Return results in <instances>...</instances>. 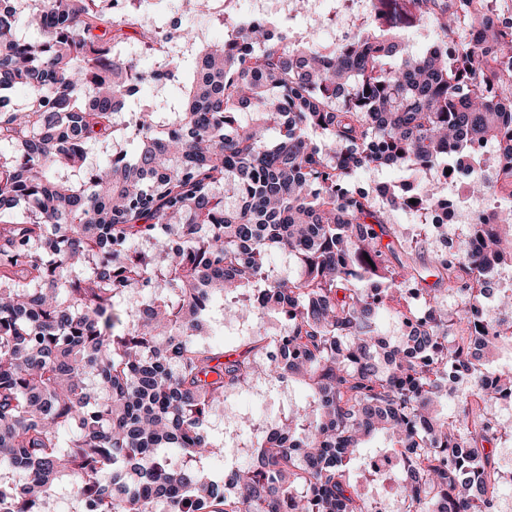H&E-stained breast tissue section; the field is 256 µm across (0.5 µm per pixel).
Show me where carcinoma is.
<instances>
[{
	"instance_id": "obj_1",
	"label": "carcinoma",
	"mask_w": 512,
	"mask_h": 512,
	"mask_svg": "<svg viewBox=\"0 0 512 512\" xmlns=\"http://www.w3.org/2000/svg\"><path fill=\"white\" fill-rule=\"evenodd\" d=\"M105 1L46 0L26 40L14 0H0V92H29L22 108L0 95L12 147L0 151V512H52L62 482L76 512H379L366 459L404 450L413 462L385 491L401 512H486L505 478L488 444L512 425L479 402L512 390V370L492 390L472 371L485 340L472 307L489 295L512 317V291L494 281L512 266V207L493 234L471 225L479 249L426 264L390 232L396 189L377 197L354 178L425 173L492 143L501 186L476 189L512 195V10L369 0L367 20L330 46L226 11L224 41L198 45L192 29L146 24L147 0H123L118 16ZM424 20L439 40L411 53L397 31ZM126 28L146 51L173 39L195 50L145 75L116 50ZM146 79L182 96L118 126ZM91 142L112 149L108 162L89 166ZM416 203L440 197L425 185ZM217 301L252 316L246 351L199 341ZM383 314L413 323L397 345ZM272 317L284 332L261 345ZM465 372L471 400L456 386ZM262 379L305 399L269 426L240 417L208 436L228 395ZM234 435L252 461L219 477L210 459ZM381 436L388 445L369 446ZM410 179V172L405 169L386 168L375 172L362 173L357 176L356 183L384 182L390 185H402L408 183Z\"/></svg>"
}]
</instances>
